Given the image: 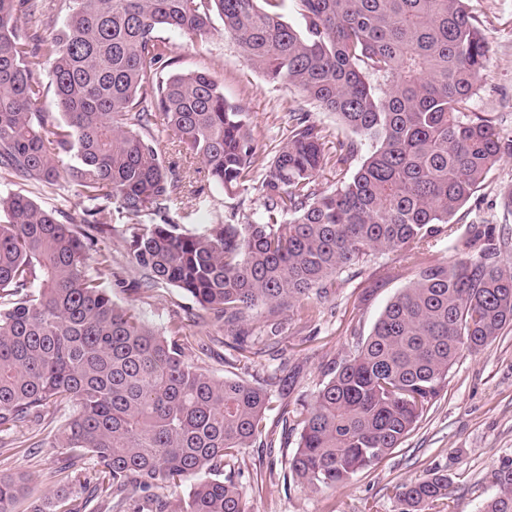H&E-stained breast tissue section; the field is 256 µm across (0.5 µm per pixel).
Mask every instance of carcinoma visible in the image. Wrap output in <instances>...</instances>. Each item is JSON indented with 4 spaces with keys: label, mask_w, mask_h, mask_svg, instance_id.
<instances>
[{
    "label": "carcinoma",
    "mask_w": 512,
    "mask_h": 512,
    "mask_svg": "<svg viewBox=\"0 0 512 512\" xmlns=\"http://www.w3.org/2000/svg\"><path fill=\"white\" fill-rule=\"evenodd\" d=\"M467 2L0 0V168L118 204L144 286L176 287L224 317V364L246 370L264 353L247 328L254 308L318 304L340 273L415 245L405 255L411 284L312 402L282 416L299 431L290 472L313 492L345 485L400 447L461 352L512 324V263L498 261L490 231L463 241L485 240L476 256L418 262L432 240L455 234L457 211L512 153L471 110L488 46ZM289 11L299 25L285 20ZM163 28L195 45L217 33L235 40L269 80L298 88L354 137L331 157L323 129L292 110L258 217L198 234L139 227L185 188L161 161L155 131L200 158L204 178L228 196L247 190L257 149L250 113L217 80L173 70ZM49 94L58 117L42 109ZM72 150L78 164L61 168ZM330 162L338 185L320 191L315 177ZM0 212V435L53 406L62 420L38 447L73 452L60 467L63 487L30 512H79L89 488L112 497V512H248L235 464L242 448L275 446L267 390L189 364L179 323L162 332L116 304L100 281L112 257L90 255L77 223L22 193L0 196ZM190 478L183 499L154 493ZM495 480L482 512H512V460ZM25 494L23 475L0 473V512H15ZM396 498L399 512H453V482L435 471Z\"/></svg>",
    "instance_id": "1"
}]
</instances>
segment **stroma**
Here are the masks:
<instances>
[{
  "mask_svg": "<svg viewBox=\"0 0 512 512\" xmlns=\"http://www.w3.org/2000/svg\"><path fill=\"white\" fill-rule=\"evenodd\" d=\"M469 8L489 46L471 107L492 119L502 140H512V0H470ZM159 35L172 46L176 70L208 72L223 85L228 99L245 104L259 146L247 191L227 196L200 179L181 203L144 215L142 224L166 222L199 233L211 224H243L255 218L263 209L265 169L288 133L289 110L309 113L325 129L327 152H334L337 141L347 137L335 115L314 107L294 86L269 82L233 40L217 35L200 47L167 29ZM511 192L512 154H506L453 218L463 235L473 224L493 228L495 237L509 244L501 254L505 262L512 261V212L505 205ZM34 199L60 222L87 217L98 225L99 245L112 255V268L102 281L115 303L134 307L161 330L180 317L186 335L223 337V319L200 309L181 290L167 285L133 288L141 272L128 253L130 229L115 204L78 198L61 186ZM414 274L413 265L399 254L380 253L344 272L337 293L313 314L285 308L274 315L280 330L246 378L268 388L276 409L268 414L267 427L275 435H286L287 443L281 448L241 449L239 481L251 512H397V487L436 470L448 472L454 481L455 512H481L495 494V473L512 459V325L480 350L463 351L437 401L402 445L346 485L313 492L290 474L288 457L296 449L298 434L284 432L279 409L293 412L310 403L331 369L351 350L352 338L369 336L386 305L410 285ZM278 370L286 383H269V375ZM59 419V412L49 411L40 421L0 439V446L15 451L10 472L24 474L37 497L55 489L49 474L57 469L63 451L38 447L37 442L53 432Z\"/></svg>",
  "mask_w": 512,
  "mask_h": 512,
  "instance_id": "stroma-1",
  "label": "stroma"
}]
</instances>
